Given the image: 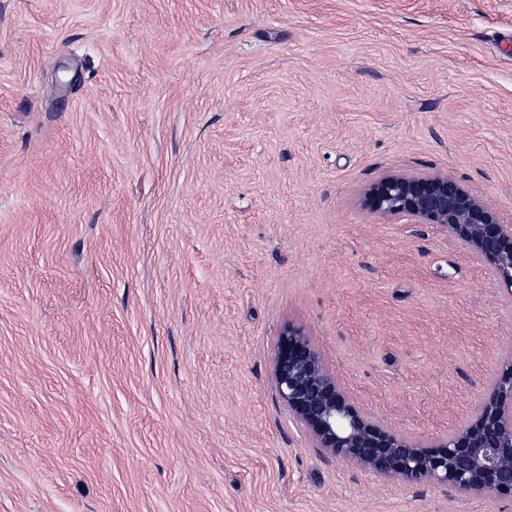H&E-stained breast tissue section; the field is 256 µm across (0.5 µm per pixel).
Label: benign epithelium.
Instances as JSON below:
<instances>
[{
  "label": "benign epithelium",
  "mask_w": 512,
  "mask_h": 512,
  "mask_svg": "<svg viewBox=\"0 0 512 512\" xmlns=\"http://www.w3.org/2000/svg\"><path fill=\"white\" fill-rule=\"evenodd\" d=\"M372 210L435 224L463 244L512 292V225L446 174L387 173L366 192ZM281 402L325 456L377 476L461 492L512 497V351L504 354L471 421L418 439L357 408L299 329H286L272 359Z\"/></svg>",
  "instance_id": "benign-epithelium-1"
}]
</instances>
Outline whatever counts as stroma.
I'll return each instance as SVG.
<instances>
[{"label": "stroma", "mask_w": 512, "mask_h": 512, "mask_svg": "<svg viewBox=\"0 0 512 512\" xmlns=\"http://www.w3.org/2000/svg\"><path fill=\"white\" fill-rule=\"evenodd\" d=\"M512 0H0V512H512L322 455L303 330L430 438L512 294L365 189L440 171L512 224Z\"/></svg>", "instance_id": "1"}]
</instances>
